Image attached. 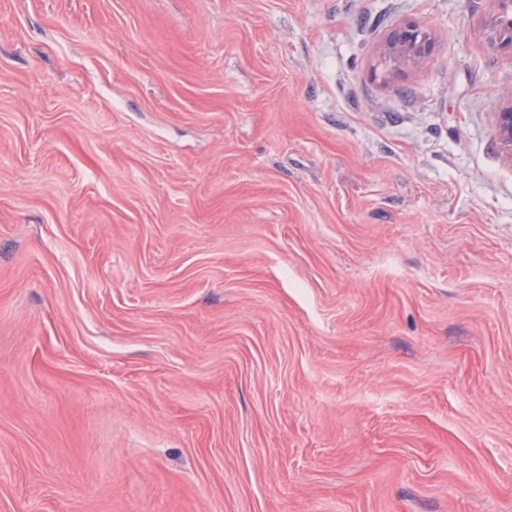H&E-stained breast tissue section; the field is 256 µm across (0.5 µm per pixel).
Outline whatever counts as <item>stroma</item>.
I'll list each match as a JSON object with an SVG mask.
<instances>
[{
  "mask_svg": "<svg viewBox=\"0 0 512 512\" xmlns=\"http://www.w3.org/2000/svg\"><path fill=\"white\" fill-rule=\"evenodd\" d=\"M497 12L0 0V512H512ZM434 45L428 29L409 21L391 31L386 42V55L393 60L405 59L422 64L430 61Z\"/></svg>",
  "mask_w": 512,
  "mask_h": 512,
  "instance_id": "1",
  "label": "stroma"
}]
</instances>
